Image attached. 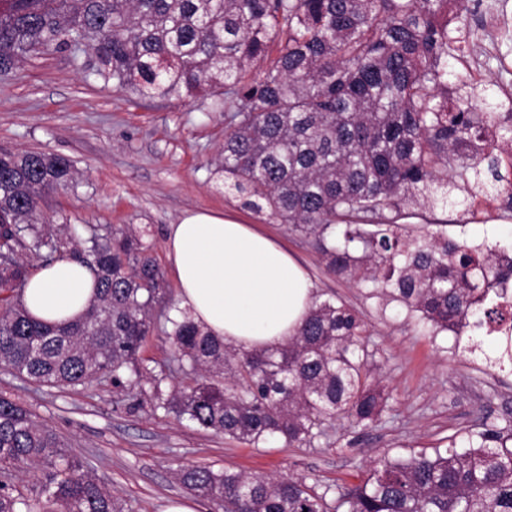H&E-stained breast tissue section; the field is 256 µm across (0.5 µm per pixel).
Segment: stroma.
I'll return each mask as SVG.
<instances>
[{"instance_id": "35a3bbf8", "label": "stroma", "mask_w": 512, "mask_h": 512, "mask_svg": "<svg viewBox=\"0 0 512 512\" xmlns=\"http://www.w3.org/2000/svg\"><path fill=\"white\" fill-rule=\"evenodd\" d=\"M503 6L506 24L487 35L474 27L483 51L482 83L512 89V0ZM195 98L177 104L139 99L88 79L70 52L33 54L0 75V148L37 150L69 158L76 178L46 193L40 210L51 229L64 224L114 226L144 232L168 294L154 307V327L143 347L148 376L131 390L111 379L78 386H36L0 369V396L32 411L52 428L131 512H164L184 501L195 512H216L177 480L183 466L306 477L308 482L355 484L377 455L403 443L426 446L481 419L512 413V375L491 376L467 357L449 359L423 329L383 321L375 301L360 287L337 281L303 235L244 208L211 175V161L224 145V115ZM188 210H218L258 225L288 245L308 271L316 299L337 295L362 311L373 327L378 372L390 392L382 423L355 427L337 423L313 448H250L199 428L155 406L152 377L163 390L181 380L168 319L180 307L169 273L165 232ZM449 238L470 243H512V214L497 211L469 223L463 208L436 211Z\"/></svg>"}]
</instances>
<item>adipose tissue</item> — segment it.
<instances>
[{"label": "adipose tissue", "instance_id": "1", "mask_svg": "<svg viewBox=\"0 0 512 512\" xmlns=\"http://www.w3.org/2000/svg\"><path fill=\"white\" fill-rule=\"evenodd\" d=\"M166 250L182 307L224 342L247 350L281 345L312 306L314 288L303 266L254 225L191 211L170 225ZM93 294L90 270L58 259L30 275L23 299L36 320L66 325L82 318Z\"/></svg>", "mask_w": 512, "mask_h": 512}]
</instances>
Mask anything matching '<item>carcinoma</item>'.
I'll return each instance as SVG.
<instances>
[{"label":"carcinoma","mask_w":512,"mask_h":512,"mask_svg":"<svg viewBox=\"0 0 512 512\" xmlns=\"http://www.w3.org/2000/svg\"><path fill=\"white\" fill-rule=\"evenodd\" d=\"M468 0H0V72L19 59L83 47L86 78L140 99L201 96L224 113L213 174L224 189L279 224L313 238L328 273L369 282L366 298L394 308L451 353L489 374L512 368L508 297L512 260L403 220L496 198L512 189L500 167L512 152V95L448 86V58L468 65ZM276 47L273 58L269 49ZM62 156L0 150V365L38 386H77L126 372L138 385L154 305L167 293L142 235L94 227L77 243L53 235L42 195L69 185ZM508 193V192H506ZM512 208V192L508 193ZM70 256L96 274L84 317L66 326L34 319L22 301L31 272L22 253ZM169 338L185 380L156 406L250 448H312L339 419L369 427L389 410L372 372L368 322L351 304H314L288 343L247 351L211 336L188 313ZM43 465L27 494L13 472ZM180 483L221 512H512V416L481 421L442 442L385 451L359 483L309 485L224 467H182ZM127 512L56 432L0 397V512Z\"/></svg>","instance_id":"obj_1"}]
</instances>
